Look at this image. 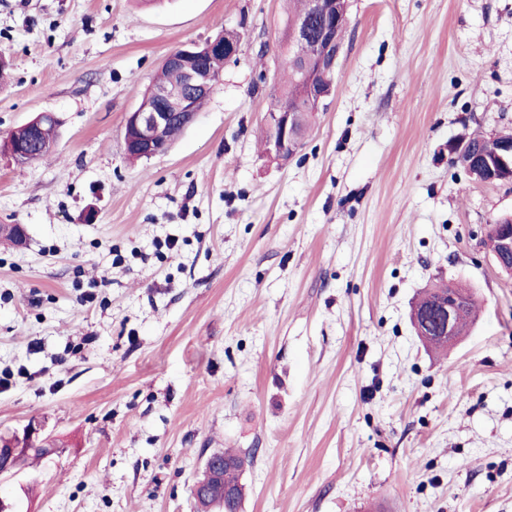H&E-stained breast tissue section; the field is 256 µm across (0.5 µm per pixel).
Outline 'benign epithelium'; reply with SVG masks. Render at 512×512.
I'll return each mask as SVG.
<instances>
[{"instance_id": "benign-epithelium-1", "label": "benign epithelium", "mask_w": 512, "mask_h": 512, "mask_svg": "<svg viewBox=\"0 0 512 512\" xmlns=\"http://www.w3.org/2000/svg\"><path fill=\"white\" fill-rule=\"evenodd\" d=\"M312 19L321 22L316 32H310L311 19H299L294 24L295 35L299 38L313 34L316 45V67L305 66L304 78L310 87V105L320 111L322 105L333 93V80L329 74L335 71L336 61L340 55V47L336 46V27L343 22L345 15L336 4H327L326 0H313ZM241 38L218 37L203 43H191L171 52L165 64L181 74V82L174 88H163L156 91L157 105L150 111L130 112L126 118L125 146L144 158L163 155L169 143L162 138V132L175 119L182 118L191 123L195 113L191 112L193 103L200 96L209 95L221 81L222 72L202 62L206 57L224 58L229 60L239 51ZM300 115L297 112H269L266 123L272 129L273 137L267 145V152L277 157L294 154L300 145L297 124ZM58 125L56 116L41 112L25 124L29 139L38 140L45 131V124ZM480 183L494 184L512 181V140L499 143L495 153L479 162ZM483 244L491 254L496 265L512 277V224L486 225ZM456 302L450 300L442 307L424 314V320L418 326L419 333L424 337L437 336L452 344L459 334L456 327ZM38 428L28 426L23 435L14 434L0 437V477L11 469V462L17 453L34 446Z\"/></svg>"}]
</instances>
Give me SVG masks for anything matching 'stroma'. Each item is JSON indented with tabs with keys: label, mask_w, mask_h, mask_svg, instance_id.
Wrapping results in <instances>:
<instances>
[{
	"label": "stroma",
	"mask_w": 512,
	"mask_h": 512,
	"mask_svg": "<svg viewBox=\"0 0 512 512\" xmlns=\"http://www.w3.org/2000/svg\"><path fill=\"white\" fill-rule=\"evenodd\" d=\"M287 0H0V435L57 449L0 480L17 512H196L206 457L254 451L241 512H512V278L482 246L512 184L448 160L512 132V0H350L334 94L299 151L262 142ZM240 53L168 153L125 119L166 57ZM478 299L447 353L411 324ZM50 122L54 128L58 125V120L56 116L52 113L41 112L36 115L32 120L24 125L27 128L29 133L30 141H37L43 132L45 131V124ZM24 127H20L17 130L10 133L8 140L5 145H8L5 150L9 157L17 164L27 163L31 160V152L24 149L21 146L14 145L23 143L28 140V133ZM56 134L55 130H48L44 136H42L37 144L33 146L35 151H38L39 154L33 157L32 161L38 160L46 155H48L55 144Z\"/></svg>",
	"instance_id": "obj_1"
}]
</instances>
